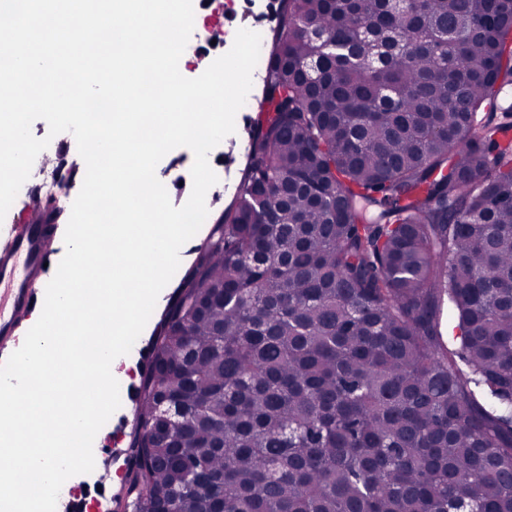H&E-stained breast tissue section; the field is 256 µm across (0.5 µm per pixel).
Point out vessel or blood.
I'll use <instances>...</instances> for the list:
<instances>
[{
    "label": "vessel or blood",
    "mask_w": 512,
    "mask_h": 512,
    "mask_svg": "<svg viewBox=\"0 0 512 512\" xmlns=\"http://www.w3.org/2000/svg\"><path fill=\"white\" fill-rule=\"evenodd\" d=\"M56 232L53 224L26 223L0 235V288H6L10 300L9 307H0L1 341L13 336L19 313L43 305L44 295L36 285L49 274L54 252L48 242Z\"/></svg>",
    "instance_id": "b4317fda"
}]
</instances>
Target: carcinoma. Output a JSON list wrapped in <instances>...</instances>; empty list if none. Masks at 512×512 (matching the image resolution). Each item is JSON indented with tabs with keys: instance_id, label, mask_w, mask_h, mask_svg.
<instances>
[{
	"instance_id": "cac0c4a2",
	"label": "carcinoma",
	"mask_w": 512,
	"mask_h": 512,
	"mask_svg": "<svg viewBox=\"0 0 512 512\" xmlns=\"http://www.w3.org/2000/svg\"><path fill=\"white\" fill-rule=\"evenodd\" d=\"M511 35L512 0H280L244 174L149 339L123 512H512Z\"/></svg>"
}]
</instances>
